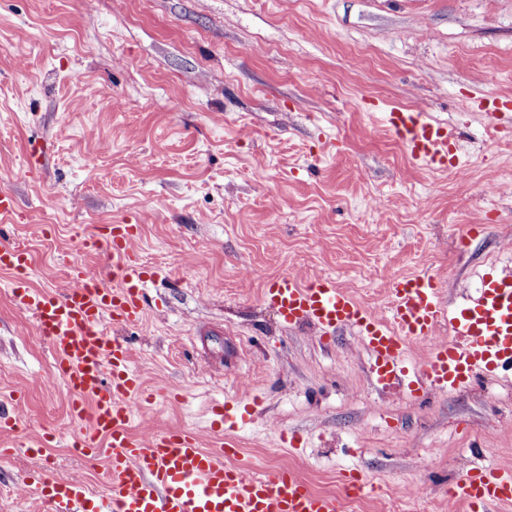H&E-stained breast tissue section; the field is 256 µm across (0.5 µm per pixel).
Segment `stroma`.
<instances>
[{"mask_svg":"<svg viewBox=\"0 0 512 512\" xmlns=\"http://www.w3.org/2000/svg\"><path fill=\"white\" fill-rule=\"evenodd\" d=\"M512 0H0V187L18 214L0 247L29 254L26 286L54 295L84 237L138 225L157 279L130 343L150 402L137 435L182 429L211 448L213 406L251 399L238 462L294 467L317 493L366 478L420 486L397 512H465L462 473L512 469V377L479 376L418 403L379 387L349 330L285 327L265 280L325 276L389 320L388 284L430 275L447 304L512 267ZM447 124L456 167L412 159L384 114ZM495 195H485L486 184ZM484 230L468 244V225ZM0 270V512H48L26 476L113 492L111 450L70 449L56 354ZM299 437L298 446L284 434Z\"/></svg>","mask_w":512,"mask_h":512,"instance_id":"obj_1","label":"stroma"}]
</instances>
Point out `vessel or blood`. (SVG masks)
<instances>
[{
  "label": "vessel or blood",
  "mask_w": 512,
  "mask_h": 512,
  "mask_svg": "<svg viewBox=\"0 0 512 512\" xmlns=\"http://www.w3.org/2000/svg\"><path fill=\"white\" fill-rule=\"evenodd\" d=\"M387 121L416 161L451 166L452 135L441 123L403 110L389 112ZM136 230L133 224H115L103 238L84 243L85 249L111 252L115 288L105 287L98 271L73 259L68 263L70 286L62 295L22 287L13 291L17 305L32 314L57 354L56 373L72 396V415H92L90 429L71 433L82 455L95 454L102 437L112 448L111 498H99L80 480L58 477L41 488L50 512H342L335 496L315 493L294 468L284 466L265 477L231 464L238 454L232 432L244 418L239 406L215 407L226 434L213 449L201 447L190 432L139 436L130 431L134 411L145 409L147 401L129 370L128 346L106 336L103 323L143 318V288L151 273L133 250ZM26 266L24 249L0 247L1 270ZM389 295L392 321L387 324L329 278L302 283L283 275L263 290L264 302L286 326L354 331L382 388H405L418 397L429 389L465 387L479 374L512 375L511 270L485 272L476 296L451 308L442 300L439 283L427 275L392 281ZM444 322L451 337H436ZM427 339L432 346L422 368L409 371V343ZM89 399L94 402L90 412L84 407ZM449 493L466 512H490L512 503V470L489 466L465 472Z\"/></svg>",
  "instance_id": "1"
}]
</instances>
